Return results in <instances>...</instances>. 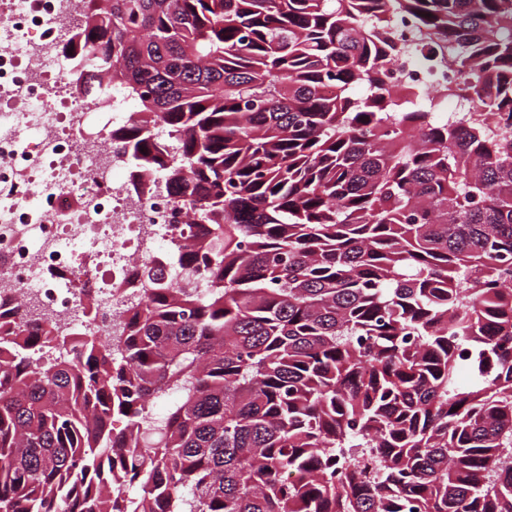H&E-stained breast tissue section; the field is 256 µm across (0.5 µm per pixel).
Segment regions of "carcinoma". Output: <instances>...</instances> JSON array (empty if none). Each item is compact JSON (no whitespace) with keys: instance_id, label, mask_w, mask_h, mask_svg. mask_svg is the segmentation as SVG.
I'll return each instance as SVG.
<instances>
[{"instance_id":"carcinoma-1","label":"carcinoma","mask_w":512,"mask_h":512,"mask_svg":"<svg viewBox=\"0 0 512 512\" xmlns=\"http://www.w3.org/2000/svg\"><path fill=\"white\" fill-rule=\"evenodd\" d=\"M398 16L463 85L389 84ZM66 46L206 288L0 311V512H512V0H84Z\"/></svg>"}]
</instances>
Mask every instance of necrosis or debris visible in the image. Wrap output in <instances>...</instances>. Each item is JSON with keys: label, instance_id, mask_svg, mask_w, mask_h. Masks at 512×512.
Wrapping results in <instances>:
<instances>
[{"label": "necrosis or debris", "instance_id": "necrosis-or-debris-1", "mask_svg": "<svg viewBox=\"0 0 512 512\" xmlns=\"http://www.w3.org/2000/svg\"><path fill=\"white\" fill-rule=\"evenodd\" d=\"M80 10L81 0H0V298L16 320L102 339L119 333L127 302L144 295L138 264L163 265L178 283L192 272L175 250L187 218L167 192L112 179L131 169L110 137L129 118L126 101L114 98L107 125L87 135L89 106L70 93L74 61L61 51ZM396 28L397 85L458 82L452 67L431 70L405 54L410 22Z\"/></svg>", "mask_w": 512, "mask_h": 512}]
</instances>
